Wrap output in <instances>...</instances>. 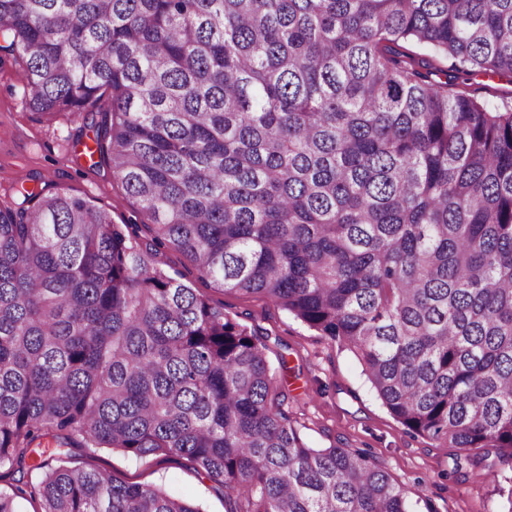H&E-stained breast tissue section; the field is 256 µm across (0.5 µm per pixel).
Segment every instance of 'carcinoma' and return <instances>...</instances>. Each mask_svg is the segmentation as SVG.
I'll list each match as a JSON object with an SVG mask.
<instances>
[{
  "label": "carcinoma",
  "mask_w": 512,
  "mask_h": 512,
  "mask_svg": "<svg viewBox=\"0 0 512 512\" xmlns=\"http://www.w3.org/2000/svg\"><path fill=\"white\" fill-rule=\"evenodd\" d=\"M417 45L421 54L408 49ZM42 115L96 113L93 168L160 246L355 354L451 474L512 512V0H0ZM447 60L446 81L432 75ZM467 77L462 86L457 80ZM0 204V512H202L68 465L185 458L226 512H410L350 448H312L269 347L62 192Z\"/></svg>",
  "instance_id": "1"
}]
</instances>
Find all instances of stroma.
Here are the masks:
<instances>
[{"label": "stroma", "mask_w": 512, "mask_h": 512, "mask_svg": "<svg viewBox=\"0 0 512 512\" xmlns=\"http://www.w3.org/2000/svg\"><path fill=\"white\" fill-rule=\"evenodd\" d=\"M27 95L23 65L0 54V200L9 201L18 186L46 184L109 210L113 223L138 224L140 243L149 244L138 203L111 172L91 168L81 154L93 139L92 128L63 113L40 117L28 108ZM158 260L212 306L257 329L270 360L285 357L291 372L276 378L287 395L283 408L310 447L367 452L407 488L412 512H496L499 497L492 485L449 477L452 449L407 431L378 399L351 351L272 303L200 278L174 249H161ZM68 460L128 483L163 488L201 504L204 512L226 510L223 488L181 457L139 459L117 449L79 446L69 449Z\"/></svg>", "instance_id": "35a3bbf8"}]
</instances>
